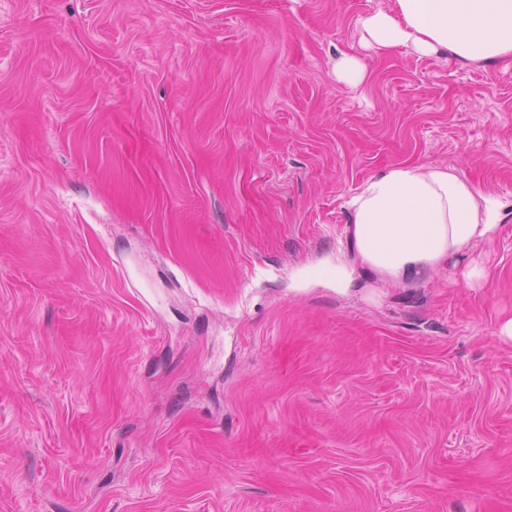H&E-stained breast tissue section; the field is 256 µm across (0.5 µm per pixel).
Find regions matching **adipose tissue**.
Masks as SVG:
<instances>
[{
	"label": "adipose tissue",
	"mask_w": 512,
	"mask_h": 512,
	"mask_svg": "<svg viewBox=\"0 0 512 512\" xmlns=\"http://www.w3.org/2000/svg\"><path fill=\"white\" fill-rule=\"evenodd\" d=\"M395 13L360 20L363 38L380 51L410 48L459 62L512 58V0H396ZM349 247L337 250L331 275L300 270L307 287L330 282L353 292L355 270H373L383 284L404 283L467 257L491 241L503 205L463 180L455 168L400 164L368 178L345 202Z\"/></svg>",
	"instance_id": "adipose-tissue-1"
}]
</instances>
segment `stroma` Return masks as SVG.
Here are the masks:
<instances>
[{"instance_id": "stroma-1", "label": "stroma", "mask_w": 512, "mask_h": 512, "mask_svg": "<svg viewBox=\"0 0 512 512\" xmlns=\"http://www.w3.org/2000/svg\"><path fill=\"white\" fill-rule=\"evenodd\" d=\"M395 9L0 0V512H512V61L365 46ZM398 164L496 237L290 291Z\"/></svg>"}]
</instances>
